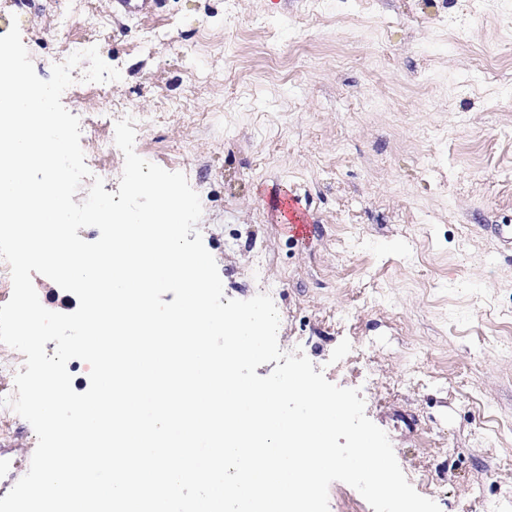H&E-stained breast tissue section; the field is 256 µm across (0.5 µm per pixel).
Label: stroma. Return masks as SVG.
Returning <instances> with one entry per match:
<instances>
[{
	"instance_id": "1",
	"label": "stroma",
	"mask_w": 512,
	"mask_h": 512,
	"mask_svg": "<svg viewBox=\"0 0 512 512\" xmlns=\"http://www.w3.org/2000/svg\"><path fill=\"white\" fill-rule=\"evenodd\" d=\"M37 75L49 78L89 15L121 79L62 95L71 114L127 102L160 112L135 137L142 158L184 173L226 297L268 293L280 347L358 388L409 483L441 512H512V0H160L150 15L89 12L53 31L63 0H12ZM170 33L147 46L149 27ZM208 35L215 55L178 60ZM242 65L234 85L194 91L193 71ZM180 102L184 111L169 112ZM217 112L215 128L192 119ZM300 196L304 238L281 201ZM351 240L343 251L338 238ZM37 438L0 406V498Z\"/></svg>"
}]
</instances>
